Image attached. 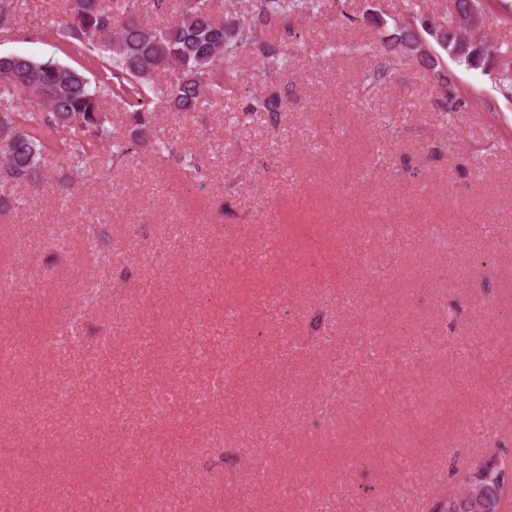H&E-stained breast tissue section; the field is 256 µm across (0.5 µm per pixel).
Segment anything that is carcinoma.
I'll return each instance as SVG.
<instances>
[{
	"label": "carcinoma",
	"instance_id": "cac0c4a2",
	"mask_svg": "<svg viewBox=\"0 0 512 512\" xmlns=\"http://www.w3.org/2000/svg\"><path fill=\"white\" fill-rule=\"evenodd\" d=\"M24 0H0V31L15 29ZM325 0H251L242 14L215 18L205 0H65L64 17L52 30L54 39L69 53L95 66L89 79L79 69L19 55L0 56V98L26 95L28 108L0 112V209L17 201L23 185L42 184V167L58 153L80 177L97 175L100 150L109 149L108 164L144 147L170 155L173 144L155 138L154 119L160 105L187 116L207 106H224V75L236 79L239 60L248 52L257 59L249 78L258 82L286 71L288 49L272 40L274 30L290 33L300 15L322 13ZM145 14L171 13L174 19L149 27L134 19ZM424 32L455 62L468 69L492 72L507 50L485 38L457 37L452 26L435 25L411 15L388 38V57L369 73L382 82L391 72L414 62L405 45ZM163 69L174 82L161 86L154 80ZM120 103L126 114L122 131L107 101ZM265 115L270 127L279 122V106L261 92L252 94L242 115ZM504 457L490 454L463 472L458 485L478 480L476 495L445 491L435 496L427 512H496L504 492L498 478Z\"/></svg>",
	"mask_w": 512,
	"mask_h": 512
}]
</instances>
